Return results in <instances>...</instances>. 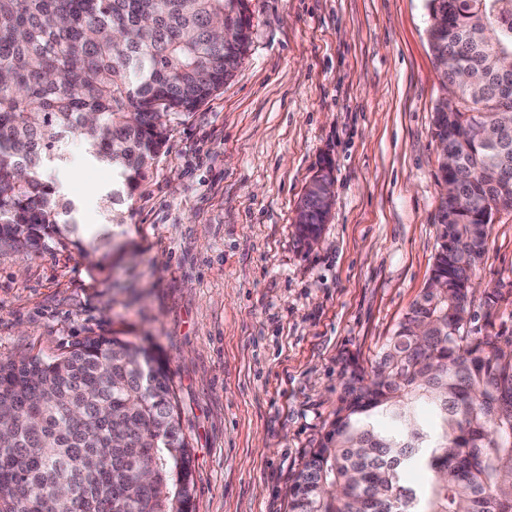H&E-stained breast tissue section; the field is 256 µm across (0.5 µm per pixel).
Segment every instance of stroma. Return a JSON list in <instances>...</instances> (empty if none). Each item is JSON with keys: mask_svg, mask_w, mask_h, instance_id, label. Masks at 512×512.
<instances>
[{"mask_svg": "<svg viewBox=\"0 0 512 512\" xmlns=\"http://www.w3.org/2000/svg\"><path fill=\"white\" fill-rule=\"evenodd\" d=\"M234 77L172 126L111 216L110 164L65 139L53 177L105 239L0 248V360L117 336L166 363L192 448L193 512H289L350 357L369 365L425 288L443 194V94L427 0H249ZM334 200L305 246L297 206L322 168ZM474 280L512 281V211Z\"/></svg>", "mask_w": 512, "mask_h": 512, "instance_id": "stroma-1", "label": "stroma"}]
</instances>
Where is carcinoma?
<instances>
[{"instance_id": "obj_1", "label": "carcinoma", "mask_w": 512, "mask_h": 512, "mask_svg": "<svg viewBox=\"0 0 512 512\" xmlns=\"http://www.w3.org/2000/svg\"><path fill=\"white\" fill-rule=\"evenodd\" d=\"M432 54L481 76L435 108L453 161L443 185L438 250L423 289L369 368L353 364L328 429L291 489L290 512H512V336L474 335L512 282L476 297L488 202L512 209V0H428ZM247 0H0V247L21 254L82 245L80 225L45 169L73 134L112 164L132 195L168 127L224 87L250 45ZM233 30L224 40V25ZM501 184L485 183L488 168ZM321 200L308 190L297 232L317 242ZM0 512H192L191 449L161 359L118 337L54 357L0 361ZM153 466L151 478L137 474Z\"/></svg>"}]
</instances>
